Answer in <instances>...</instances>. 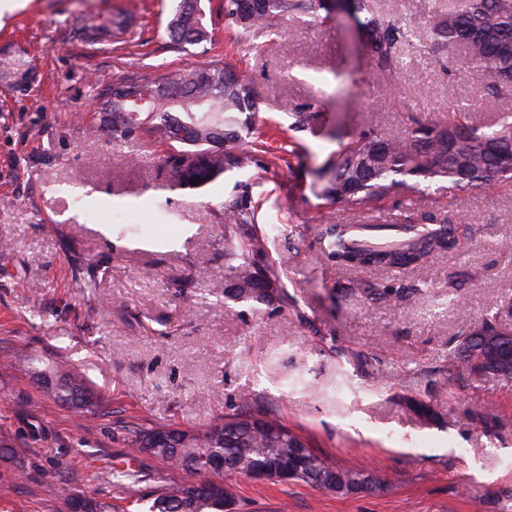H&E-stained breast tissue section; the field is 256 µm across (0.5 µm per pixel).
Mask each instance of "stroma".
I'll return each instance as SVG.
<instances>
[{
    "label": "stroma",
    "instance_id": "stroma-1",
    "mask_svg": "<svg viewBox=\"0 0 512 512\" xmlns=\"http://www.w3.org/2000/svg\"><path fill=\"white\" fill-rule=\"evenodd\" d=\"M221 4L207 5L211 42L182 50L164 46L172 0H28L0 16V60L29 64L27 75L0 77V239L9 243L0 250V348L65 356L107 402L81 423L43 399L30 375L0 370V436L28 449L21 467L0 462V512H80L45 491L64 477L76 501L115 495L124 512H148L156 487L183 475L129 448L124 427L147 418L203 425L237 412L244 393L316 453L368 468L377 486L341 494L234 476L232 512H512V386L487 390L453 358L461 336L512 302V184L461 203L434 183L418 210L380 203V224L431 214L459 226V249L433 256L423 274L338 270L318 235L363 218L315 195L325 164L368 125L396 137L409 116L434 118L470 100L461 122L493 128L512 101L488 94L459 56L428 52L444 0H378L420 21L391 83L345 15L320 12L314 27L284 20L291 47L281 51L267 31L239 37ZM121 13L132 19L128 44L76 32L84 16ZM213 58L253 83L257 117L244 144L253 162L199 189H167L163 146L112 139L97 103L143 66ZM307 106L317 125L293 127L292 113ZM245 182L289 304L224 295V206ZM91 266L100 280L92 293L72 278ZM352 279L371 295H349ZM414 283L418 296L376 297ZM355 352L366 364L352 361ZM409 396L430 415L409 408ZM102 471L111 482L98 480Z\"/></svg>",
    "mask_w": 512,
    "mask_h": 512
}]
</instances>
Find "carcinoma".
<instances>
[{"label":"carcinoma","instance_id":"obj_1","mask_svg":"<svg viewBox=\"0 0 512 512\" xmlns=\"http://www.w3.org/2000/svg\"><path fill=\"white\" fill-rule=\"evenodd\" d=\"M448 12L434 17L433 54L448 57L464 50V63L482 72L485 86L497 96L512 98V0H448ZM324 0H258L243 10L239 0H222L226 24L241 36L256 28L275 33L279 47L287 42L278 32V21L288 16H311ZM345 13L365 14L359 20L371 60L393 79L400 72L398 50L419 27L412 18L396 19L376 7V0H348ZM201 0H177L167 23L170 47L179 49L210 40ZM116 85L128 88L161 86L163 91L141 112H125L112 101V88L102 94L99 110L112 138L129 140L146 133L167 146L164 166L172 184L201 188L225 171L242 169L251 155L241 147L242 133L255 123V90L252 82L220 60L194 68L132 73ZM190 127L186 140H175V130ZM512 152V113L498 128L485 131L449 119L410 117L405 135L383 136L374 126L348 141L336 157L318 197L340 202L363 213L384 199H401L417 191L418 179L448 183V191L466 201L488 182L512 183V171L499 168V155ZM197 183H192V180ZM385 224H329L320 233L324 257L336 266L358 269L423 271L430 258L458 245L452 224H396V233L376 242L368 233ZM224 261L227 284L224 296L262 303L288 302L279 268L267 260L268 240L254 224L249 187L224 207ZM456 357L463 358L473 380L492 390L512 382V306L487 316L461 337ZM25 349L0 357V366L24 369L41 383L57 402L71 407L83 420L99 413L84 375L49 360L46 368ZM160 431L174 434L157 442ZM131 447L157 457L175 470L197 477L195 481L167 483L155 491L150 512H227L234 501L227 479L255 478L275 466L291 471L288 480L303 482L336 493L365 489L371 475L346 469L316 453L302 437L261 405H246L241 413L202 428L155 426L128 430ZM84 512H119L112 498L90 499Z\"/></svg>","mask_w":512,"mask_h":512}]
</instances>
